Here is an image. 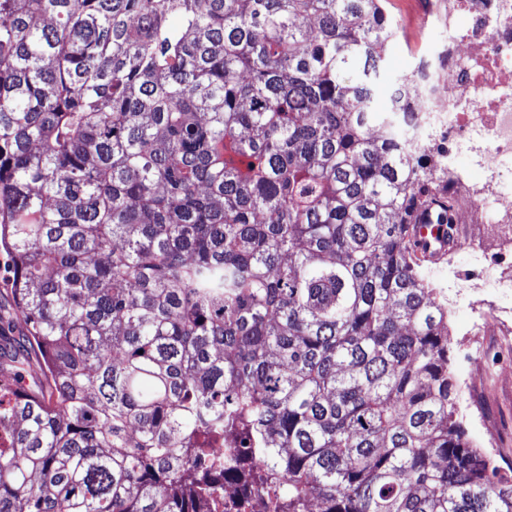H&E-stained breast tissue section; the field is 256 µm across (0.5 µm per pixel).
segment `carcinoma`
<instances>
[{"instance_id":"obj_1","label":"carcinoma","mask_w":512,"mask_h":512,"mask_svg":"<svg viewBox=\"0 0 512 512\" xmlns=\"http://www.w3.org/2000/svg\"><path fill=\"white\" fill-rule=\"evenodd\" d=\"M396 37L383 0H0V512H512L412 240L454 220L396 118L423 72L376 106ZM11 261L9 255L0 251V314L12 312L14 307L12 286L9 268Z\"/></svg>"}]
</instances>
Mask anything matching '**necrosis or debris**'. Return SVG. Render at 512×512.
<instances>
[{
	"label": "necrosis or debris",
	"instance_id": "necrosis-or-debris-1",
	"mask_svg": "<svg viewBox=\"0 0 512 512\" xmlns=\"http://www.w3.org/2000/svg\"><path fill=\"white\" fill-rule=\"evenodd\" d=\"M451 38L428 65L425 87L410 93V131L465 145L480 184L448 178L459 245L472 248L488 228L512 246V0H447Z\"/></svg>",
	"mask_w": 512,
	"mask_h": 512
}]
</instances>
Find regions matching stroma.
Wrapping results in <instances>:
<instances>
[{
  "label": "stroma",
  "instance_id": "1",
  "mask_svg": "<svg viewBox=\"0 0 512 512\" xmlns=\"http://www.w3.org/2000/svg\"><path fill=\"white\" fill-rule=\"evenodd\" d=\"M388 15L397 21L396 43L386 62V78L390 81L409 74L420 59L428 57L439 45L446 43L449 33L443 29L445 7L438 0H385ZM382 87L379 99L387 101L390 89ZM486 262L472 260L469 253L459 251L446 265L425 262L422 272L443 289L450 301L448 307V343L450 367L457 387L473 381L479 402L495 417L499 426L496 447H488L486 434L476 410L460 412L472 444L486 450L498 464H512V341L498 336H486L475 341L473 309L466 290L457 275L475 271L482 265L512 266V252L501 254L494 241L482 238Z\"/></svg>",
  "mask_w": 512,
  "mask_h": 512
}]
</instances>
